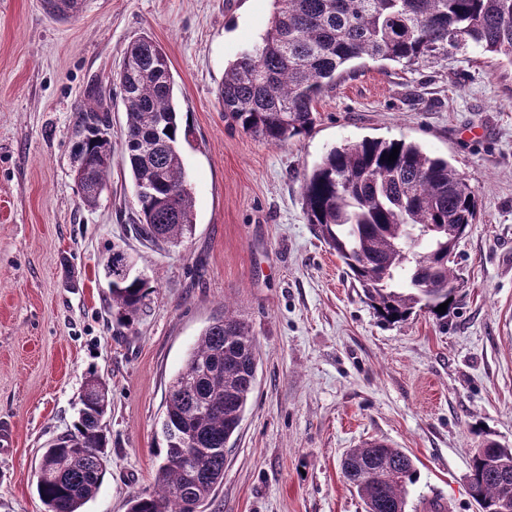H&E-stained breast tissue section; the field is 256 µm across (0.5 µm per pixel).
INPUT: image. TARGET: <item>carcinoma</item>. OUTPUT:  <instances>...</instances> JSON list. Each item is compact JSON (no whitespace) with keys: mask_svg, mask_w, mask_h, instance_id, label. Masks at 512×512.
<instances>
[{"mask_svg":"<svg viewBox=\"0 0 512 512\" xmlns=\"http://www.w3.org/2000/svg\"><path fill=\"white\" fill-rule=\"evenodd\" d=\"M67 18L78 0H45ZM260 44L224 69L219 98L246 133L272 145L308 133L317 105L359 60L405 67L478 53L512 65V0H275ZM125 109V163L135 190L132 231L152 245H178L192 234L194 199L185 182L174 82L162 47L130 41L112 76ZM95 86L78 110L75 161L82 205L97 204L112 167L111 121ZM399 147L396 160H388ZM306 223L347 267L387 323L426 309L442 326L459 288L450 255L477 217L476 194L448 160L404 140H368L330 149L304 174ZM112 280V320L130 326L154 293L120 247L104 266ZM257 344L249 323L224 313L201 333L170 383L160 432L165 442L156 489L137 493L128 512H194L224 481V448L255 388ZM109 387L86 377L73 429L44 449L36 492L45 512H82L103 485L112 446L104 426ZM342 471L365 512H405L417 470L401 448L350 449ZM479 512H512V448L486 439L468 476Z\"/></svg>","mask_w":512,"mask_h":512,"instance_id":"obj_1","label":"carcinoma"}]
</instances>
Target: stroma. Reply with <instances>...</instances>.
Segmentation results:
<instances>
[{
  "instance_id": "obj_1",
  "label": "stroma",
  "mask_w": 512,
  "mask_h": 512,
  "mask_svg": "<svg viewBox=\"0 0 512 512\" xmlns=\"http://www.w3.org/2000/svg\"><path fill=\"white\" fill-rule=\"evenodd\" d=\"M274 0H85L76 17L0 0V512H44V446L70 430L88 371L110 388L108 473L83 512H127L154 488L170 382L225 310L257 341L254 392L204 512H364L341 460L384 439L410 454L406 512H477L480 437L512 447V66L473 54L407 68L359 62L318 105L311 132L278 146L245 134L218 101L224 69L257 43ZM165 50L186 141L195 230L158 249L129 230L125 109L95 208L75 180L77 110L117 72L128 42ZM406 139L466 176L479 217L456 249L462 286L439 326L421 310L389 325L302 212L301 183L331 148ZM155 291L130 328L112 321V247Z\"/></svg>"
}]
</instances>
